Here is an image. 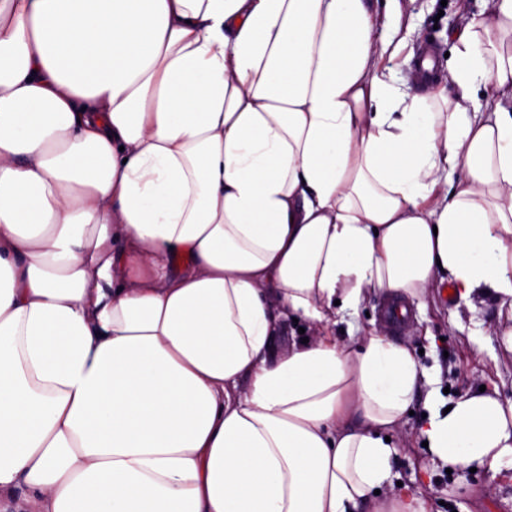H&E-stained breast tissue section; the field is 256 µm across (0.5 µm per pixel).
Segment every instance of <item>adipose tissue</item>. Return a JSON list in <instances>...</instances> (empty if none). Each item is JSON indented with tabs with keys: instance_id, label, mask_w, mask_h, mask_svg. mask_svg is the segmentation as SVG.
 I'll return each instance as SVG.
<instances>
[{
	"instance_id": "adipose-tissue-1",
	"label": "adipose tissue",
	"mask_w": 512,
	"mask_h": 512,
	"mask_svg": "<svg viewBox=\"0 0 512 512\" xmlns=\"http://www.w3.org/2000/svg\"><path fill=\"white\" fill-rule=\"evenodd\" d=\"M396 2L0 0V512H426L388 490L413 352L329 330L448 283L512 357V0L452 98L395 83ZM424 408L512 464V399ZM386 293L382 291H376L367 296L364 301L358 307L356 312V325L359 327V331L355 333L353 338L348 336L347 325L339 323L336 327L332 328V333L336 336V342L339 345L349 344L354 346L358 344L366 334L370 333L374 329L381 328V321L378 317V308L386 297ZM366 312H369L370 317L366 316ZM341 329H344V334H341Z\"/></svg>"
}]
</instances>
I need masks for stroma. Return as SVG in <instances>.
I'll return each instance as SVG.
<instances>
[{"instance_id":"1","label":"stroma","mask_w":512,"mask_h":512,"mask_svg":"<svg viewBox=\"0 0 512 512\" xmlns=\"http://www.w3.org/2000/svg\"><path fill=\"white\" fill-rule=\"evenodd\" d=\"M400 10L403 24L412 25L415 34L395 61V80L404 88L417 87L416 54L428 45L435 51L438 74L431 88L439 90L445 84L452 35L463 17L478 12L479 6L476 0H400ZM413 310L410 325L398 339L418 350L421 368L438 377L450 399L482 387L512 399V359L497 354L498 306L492 299L470 307L434 289ZM412 409L396 441L392 481L402 482L404 489L424 500L428 512L512 510V467L495 472L447 470L423 445L422 399H415Z\"/></svg>"}]
</instances>
